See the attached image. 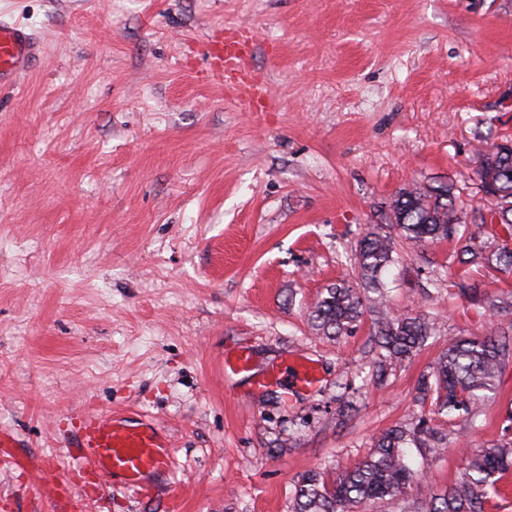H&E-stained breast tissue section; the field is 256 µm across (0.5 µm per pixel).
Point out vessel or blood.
<instances>
[{
  "instance_id": "1",
  "label": "vessel or blood",
  "mask_w": 512,
  "mask_h": 512,
  "mask_svg": "<svg viewBox=\"0 0 512 512\" xmlns=\"http://www.w3.org/2000/svg\"><path fill=\"white\" fill-rule=\"evenodd\" d=\"M251 41L243 29H231L206 40L205 79L222 80L244 112L255 111L269 96L264 80L244 64ZM37 51L38 43L26 26L0 20V86L14 84ZM172 457L171 444L161 439L153 425L95 412L81 418L78 438L68 448L66 462L48 458L35 463L34 468L52 490L83 482L82 504L87 507L97 504L116 477L124 479L133 493L149 494L146 476L169 469Z\"/></svg>"
}]
</instances>
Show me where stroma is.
Wrapping results in <instances>:
<instances>
[{
	"label": "stroma",
	"mask_w": 512,
	"mask_h": 512,
	"mask_svg": "<svg viewBox=\"0 0 512 512\" xmlns=\"http://www.w3.org/2000/svg\"><path fill=\"white\" fill-rule=\"evenodd\" d=\"M41 53L0 90V431L64 459L87 411L145 415L173 469L150 496L114 482L100 512H291L297 482L338 473L383 430L426 418L418 484L368 512H420L504 435L512 364L475 423L431 411L417 384L485 308L432 287L448 242L400 244L392 311L441 334L375 384L374 316L316 334L308 311L351 271L357 239L401 188L469 175L512 136V0H0ZM240 27L270 91L242 112L206 81L208 34ZM248 351L243 377L224 358ZM310 358L319 384L263 389ZM0 512H52L0 473Z\"/></svg>",
	"instance_id": "stroma-1"
}]
</instances>
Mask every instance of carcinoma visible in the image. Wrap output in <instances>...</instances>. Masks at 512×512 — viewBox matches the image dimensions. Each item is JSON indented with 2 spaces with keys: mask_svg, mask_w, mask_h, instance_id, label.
Wrapping results in <instances>:
<instances>
[{
  "mask_svg": "<svg viewBox=\"0 0 512 512\" xmlns=\"http://www.w3.org/2000/svg\"><path fill=\"white\" fill-rule=\"evenodd\" d=\"M472 180L489 198L485 209L466 212L453 180L437 186H408L391 199L385 224L367 227L355 251V279L323 289L308 313L318 333L336 339L360 325L365 312L376 314L378 351L372 377L379 383L439 332L435 319L424 313L393 315L387 308L383 273L398 262L395 238L417 247L438 240L454 243L447 269L476 266L512 276V139L492 143L484 154L483 171ZM512 307V292L485 298V309ZM512 362V323L489 322L480 337L448 340L431 370L418 384L422 400H431L441 413L468 422L475 420L483 393L495 388L502 369ZM434 453L444 437L420 422L409 431L389 428L370 452L337 478L326 480L316 471L301 479L293 512H362L372 503L402 495L413 484L415 471L408 458L413 441ZM512 468V439L488 444L469 460L465 473L443 495L422 502L425 512H480L484 499L497 492V482Z\"/></svg>",
  "mask_w": 512,
  "mask_h": 512,
  "instance_id": "obj_1",
  "label": "carcinoma"
}]
</instances>
